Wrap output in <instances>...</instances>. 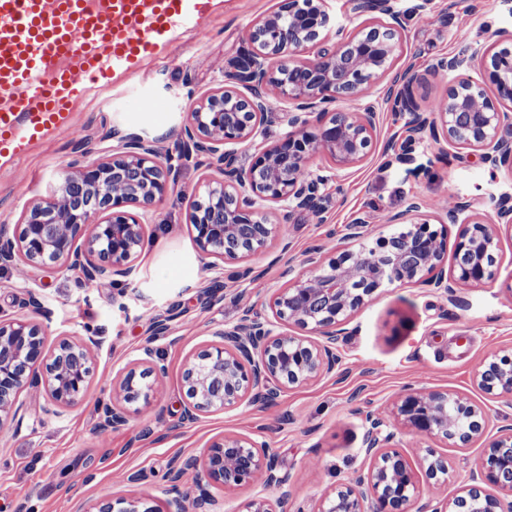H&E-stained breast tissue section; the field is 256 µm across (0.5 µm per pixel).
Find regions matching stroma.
I'll list each match as a JSON object with an SVG mask.
<instances>
[{
	"instance_id": "stroma-1",
	"label": "stroma",
	"mask_w": 512,
	"mask_h": 512,
	"mask_svg": "<svg viewBox=\"0 0 512 512\" xmlns=\"http://www.w3.org/2000/svg\"><path fill=\"white\" fill-rule=\"evenodd\" d=\"M280 0H218L213 14L197 27L178 30L171 43L138 68L106 76L74 105L68 122L32 143L25 153L0 162V225L7 234L34 202L55 196L71 162L86 165L111 156L113 146L131 135L154 140L162 157L175 156L188 112L212 93L231 85L233 64L251 51L248 33ZM417 0H396L405 31L396 68L414 66L423 76L415 93L422 112H432L448 95L451 74L432 64L466 45L512 50V0H432L429 12ZM328 42L385 23L377 13H360L353 0H328ZM147 98L153 112L129 105ZM372 155L338 173L327 187L325 211L278 212L280 240L250 257L228 261L223 273L209 267L193 244L189 214L204 193L203 183L221 179L214 161L183 170L179 180L150 211L135 210L146 226L136 260L137 279L83 287L67 271L32 268L24 277L0 265V316L37 317L24 305L26 289H36L47 315L46 345L59 335L99 340L92 377L81 400L62 415L44 414L39 390L23 392L18 415L0 422V512H79L104 495L125 494L159 500L170 484L177 458L202 451L225 434H247L266 443L290 495L280 512H314L322 494L368 466L362 451L364 414L384 406L407 388L473 393L472 378L484 356L512 346V233L502 232L495 280L459 291L456 303L416 284L379 289L345 325L339 340L341 363L331 374L281 393L275 405L206 414L192 423L182 418L187 358L214 346V330L236 323L243 306L269 315L273 289L305 269L310 250L328 262L344 249H359L346 236L347 224L364 217L371 236L390 235L389 216L405 212L414 197L433 199L423 211L430 223L443 222L450 198L472 202L491 217L495 199L512 193V168L484 165L478 152L463 149L445 156L425 138L414 165L387 164L383 151L405 117L379 114ZM252 275L238 279L241 266ZM179 316L168 337L154 348L165 365L149 405L125 426L102 429L103 409L112 386L135 365L150 324L169 309ZM396 448L411 463L426 449L447 457L446 483L427 487L425 499L454 498L477 465L481 443L451 448L406 429L396 432Z\"/></svg>"
}]
</instances>
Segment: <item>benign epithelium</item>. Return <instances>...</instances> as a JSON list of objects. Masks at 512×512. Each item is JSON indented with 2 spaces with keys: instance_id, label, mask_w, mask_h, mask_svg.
I'll return each instance as SVG.
<instances>
[{
  "instance_id": "1",
  "label": "benign epithelium",
  "mask_w": 512,
  "mask_h": 512,
  "mask_svg": "<svg viewBox=\"0 0 512 512\" xmlns=\"http://www.w3.org/2000/svg\"><path fill=\"white\" fill-rule=\"evenodd\" d=\"M356 4L361 11L390 16V25L366 27L356 37L329 46L324 40L330 24L326 0H284L278 11L256 24L249 35L253 49L236 64V80L249 94L228 88L213 94L184 125L185 160L205 153L218 156L224 164L223 179L207 185L206 205L191 217L198 252L213 259V266L261 252L281 233V225L266 215L270 207L320 215L331 176L296 177L313 155L330 156L336 170L344 171L370 154L377 137L375 102H363L353 112L333 113L310 127V110L362 97L366 85L392 68L401 20L391 0H356ZM284 12L292 22L282 39L273 40L271 33L280 29ZM274 46L312 52L315 61L298 63L293 79L282 82L271 66ZM479 57L485 60L483 76L475 80L470 70ZM433 69L454 75L455 82L430 117L419 113L415 86L422 75L416 69L396 72L381 88V100L411 115L396 158L409 160L428 131L449 149L480 152L483 163L492 169L512 166V138L504 135L512 130V51L491 54L483 46L468 47L438 59ZM485 84L493 87L494 95L485 92ZM266 89L292 106L290 131L273 145L257 142L266 115ZM242 144L254 147L247 168L237 166L236 146ZM179 177L180 168L162 161L151 140L135 137L112 150V161L66 172L57 194L75 184L91 194L90 203L67 210L51 208L50 201L39 203L26 211L17 236L0 230V264L59 265L87 282L133 278L145 231L131 209L156 203ZM423 209L425 201L415 199L406 212L392 216L391 222L403 225L396 240L379 236L371 249L343 250L326 265L309 256L308 270L272 293L271 317L261 320L245 307L233 326L215 330L220 346L200 351L186 364L189 402L183 419L193 421L203 414L249 406L258 389L273 402L284 390L333 372L340 364L337 343L343 326L387 284L420 283L454 303L458 290L493 282L496 270L487 255L498 249L502 228L512 231V196L499 199L490 219L480 217L466 201L448 207V223L462 226L454 251L459 259L449 269L444 264V229L417 219ZM292 327L316 337L293 333ZM45 336L43 325L34 320L0 318V422L17 414V398L28 388L45 392L49 401L45 411L53 415L73 407L83 396L89 384L86 364L98 340L75 342L62 337L47 354ZM161 372L154 365L149 370L154 376ZM147 374L132 368L124 375L116 388V403L103 412V426L127 423L126 403L131 397L149 403L154 383L146 381ZM473 385L511 408L512 349L485 357ZM486 417L484 408L465 393L407 389L383 413H365L368 467L328 491L314 512H411L423 489L417 469L391 445L390 428L403 426L454 448H467L481 435ZM421 468L436 485L448 480V459L431 449L421 459ZM194 471L207 485L224 489L263 484L239 512H277L279 501L289 495L269 448L248 435H224L201 454L178 460L171 481ZM171 493L147 508L140 499L122 495L107 496L94 508L96 512H216L219 507L207 493L191 502L175 487ZM427 512H512L511 424L501 426L483 448L460 495L449 504L428 505Z\"/></svg>"
}]
</instances>
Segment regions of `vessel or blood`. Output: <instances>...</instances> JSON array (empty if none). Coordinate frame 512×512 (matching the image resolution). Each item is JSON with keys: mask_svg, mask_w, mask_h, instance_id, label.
<instances>
[{"mask_svg": "<svg viewBox=\"0 0 512 512\" xmlns=\"http://www.w3.org/2000/svg\"><path fill=\"white\" fill-rule=\"evenodd\" d=\"M214 0H0V156L63 125L106 70L153 57Z\"/></svg>", "mask_w": 512, "mask_h": 512, "instance_id": "1", "label": "vessel or blood"}]
</instances>
